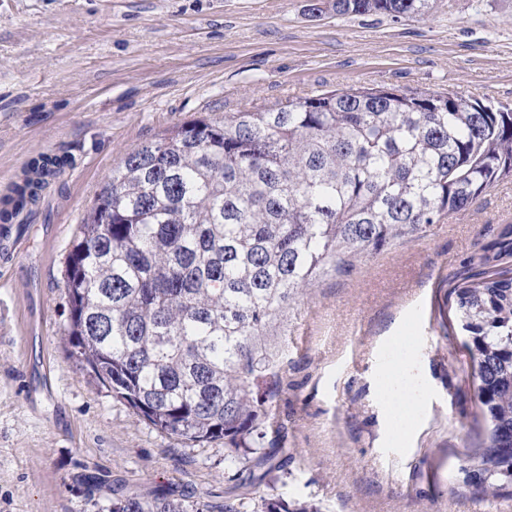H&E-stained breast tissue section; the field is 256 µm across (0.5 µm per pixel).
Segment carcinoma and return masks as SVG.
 Masks as SVG:
<instances>
[{"instance_id":"carcinoma-1","label":"carcinoma","mask_w":512,"mask_h":512,"mask_svg":"<svg viewBox=\"0 0 512 512\" xmlns=\"http://www.w3.org/2000/svg\"><path fill=\"white\" fill-rule=\"evenodd\" d=\"M428 0H329L338 16L425 13ZM63 165L33 160L0 209L15 214ZM512 177V112L457 92L348 89L197 118L112 169L68 256L67 332L112 397L153 429L224 440V461L276 469L288 449L262 384L281 369L290 311L315 284L426 235ZM512 228L452 288L484 439L463 483L512 495ZM112 512H185L168 493Z\"/></svg>"}]
</instances>
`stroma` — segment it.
<instances>
[{"label": "stroma", "instance_id": "stroma-1", "mask_svg": "<svg viewBox=\"0 0 512 512\" xmlns=\"http://www.w3.org/2000/svg\"><path fill=\"white\" fill-rule=\"evenodd\" d=\"M309 0H0V201L40 154L63 166L0 239V512H111L165 491L187 512H512L462 470L485 423L451 289L512 225V178L423 237L317 285L288 322L271 410L290 458L257 486L224 443L150 427L67 336L68 254L120 160L205 116L332 89L448 90L512 110V0L424 15H312ZM424 390L381 395L399 354Z\"/></svg>", "mask_w": 512, "mask_h": 512}]
</instances>
